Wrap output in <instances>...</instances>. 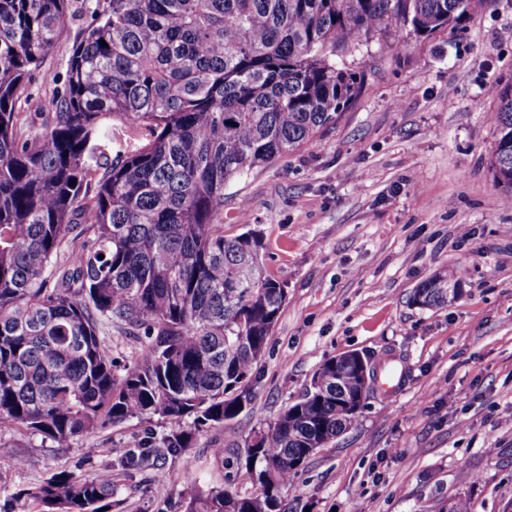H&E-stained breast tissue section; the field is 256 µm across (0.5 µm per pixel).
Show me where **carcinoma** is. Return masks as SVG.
<instances>
[{
  "instance_id": "1",
  "label": "carcinoma",
  "mask_w": 512,
  "mask_h": 512,
  "mask_svg": "<svg viewBox=\"0 0 512 512\" xmlns=\"http://www.w3.org/2000/svg\"><path fill=\"white\" fill-rule=\"evenodd\" d=\"M472 0H91L53 112L21 117L71 0H0V432L58 442L158 417L148 436L78 477L25 496L37 512H121L115 483L193 447L250 400L287 299L260 240L224 234V186L336 124L364 74L348 43L460 30ZM106 45H100V42ZM490 168L512 202V81L496 84ZM120 122L114 128L113 121ZM438 273L412 303L455 299ZM109 326L140 336L117 366ZM355 360H325L310 387L237 459L254 491L189 482L184 512H288L282 491L356 421Z\"/></svg>"
}]
</instances>
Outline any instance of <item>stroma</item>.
Here are the masks:
<instances>
[{
    "mask_svg": "<svg viewBox=\"0 0 512 512\" xmlns=\"http://www.w3.org/2000/svg\"><path fill=\"white\" fill-rule=\"evenodd\" d=\"M83 8L72 0L28 112L50 111ZM335 60L364 73L357 102L311 144L224 188L225 234L256 233L288 293L252 400L168 459L161 481L122 478L123 512H168L189 480L251 491L235 463L246 439L350 351L395 356L406 382L371 395L309 459L283 491L293 512H440L458 497L472 512H512V205L490 168L498 104L487 93L512 80V0H475L463 30L396 45L376 36ZM451 269L462 272L457 300L411 304L421 282ZM164 430L134 418L63 443L0 433L28 459L20 469L0 460V512H31L24 491L53 473L87 474Z\"/></svg>",
    "mask_w": 512,
    "mask_h": 512,
    "instance_id": "35a3bbf8",
    "label": "stroma"
}]
</instances>
